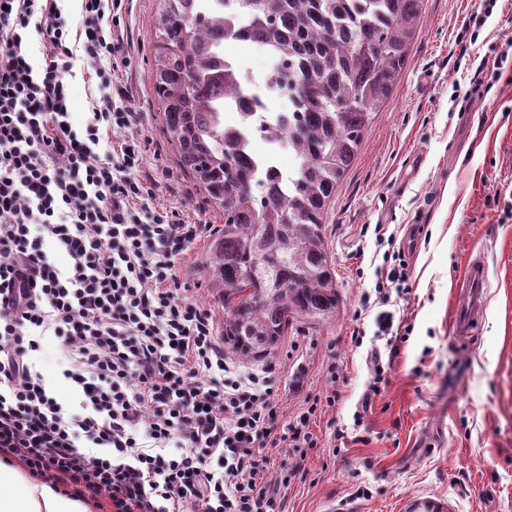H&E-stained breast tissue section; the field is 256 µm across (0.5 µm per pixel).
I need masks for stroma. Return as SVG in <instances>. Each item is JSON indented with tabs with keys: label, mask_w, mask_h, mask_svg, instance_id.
Segmentation results:
<instances>
[{
	"label": "stroma",
	"mask_w": 512,
	"mask_h": 512,
	"mask_svg": "<svg viewBox=\"0 0 512 512\" xmlns=\"http://www.w3.org/2000/svg\"><path fill=\"white\" fill-rule=\"evenodd\" d=\"M157 6L125 0L129 64L117 77L136 114L129 133L143 144L139 175L151 206L199 227L176 271L220 333L223 290L203 261L224 217L180 170L161 130L152 89ZM480 10L479 0H423L406 66L327 213L335 315L298 320L267 357L237 362L243 372L267 371L278 433L309 417L314 447L264 451L275 512H408L424 500L445 512H512V65L490 90L472 92L470 83L477 66L492 68L512 44V0H498L477 28ZM67 83L80 128L106 101L82 67ZM399 249L408 277L379 295L376 270ZM477 252L489 267L488 308L479 335L464 342L452 310ZM382 311L393 315L385 335L376 325ZM30 361L61 403L78 408L54 337H42Z\"/></svg>",
	"instance_id": "stroma-1"
}]
</instances>
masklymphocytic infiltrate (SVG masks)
<instances>
[{
    "instance_id": "1",
    "label": "lymphocytic infiltrate",
    "mask_w": 512,
    "mask_h": 512,
    "mask_svg": "<svg viewBox=\"0 0 512 512\" xmlns=\"http://www.w3.org/2000/svg\"><path fill=\"white\" fill-rule=\"evenodd\" d=\"M80 2L74 28L58 0H0V462L94 512H270L272 392L264 373H237L181 287L175 260L199 228L145 206L140 141L100 156L133 120L115 80L128 60L123 0ZM78 60L113 96L79 131L66 81ZM46 335L80 411L31 370Z\"/></svg>"
}]
</instances>
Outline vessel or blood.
<instances>
[{
  "label": "vessel or blood",
  "mask_w": 512,
  "mask_h": 512,
  "mask_svg": "<svg viewBox=\"0 0 512 512\" xmlns=\"http://www.w3.org/2000/svg\"><path fill=\"white\" fill-rule=\"evenodd\" d=\"M488 271L481 256L475 255L466 263L456 293L453 327L457 336H474L487 308Z\"/></svg>",
  "instance_id": "1"
}]
</instances>
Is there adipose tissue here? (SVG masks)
<instances>
[{
  "instance_id": "ef3b65f1",
  "label": "adipose tissue",
  "mask_w": 512,
  "mask_h": 512,
  "mask_svg": "<svg viewBox=\"0 0 512 512\" xmlns=\"http://www.w3.org/2000/svg\"><path fill=\"white\" fill-rule=\"evenodd\" d=\"M0 512H86L82 502L0 463Z\"/></svg>"
}]
</instances>
